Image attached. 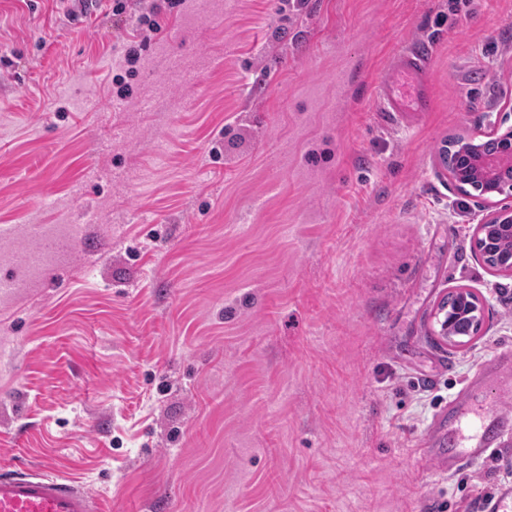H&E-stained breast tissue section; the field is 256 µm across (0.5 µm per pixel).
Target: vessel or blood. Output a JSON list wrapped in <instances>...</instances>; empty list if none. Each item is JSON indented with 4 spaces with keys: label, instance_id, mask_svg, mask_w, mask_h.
Returning <instances> with one entry per match:
<instances>
[{
    "label": "vessel or blood",
    "instance_id": "obj_1",
    "mask_svg": "<svg viewBox=\"0 0 512 512\" xmlns=\"http://www.w3.org/2000/svg\"><path fill=\"white\" fill-rule=\"evenodd\" d=\"M430 58L431 49L426 45L405 48L391 56L384 73L372 88L383 111L429 110ZM483 371L502 378L496 394L499 405L476 414L469 402H449V416L456 421L470 418L473 428L466 444L449 453L444 463L452 473L465 464L488 460L501 445L504 435L512 431V417L500 409L502 402L512 400V359L491 361L484 365ZM0 512H99V508L95 498L80 482L46 469L35 472L20 467L0 471Z\"/></svg>",
    "mask_w": 512,
    "mask_h": 512
}]
</instances>
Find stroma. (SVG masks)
I'll return each mask as SVG.
<instances>
[{
  "instance_id": "obj_1",
  "label": "stroma",
  "mask_w": 512,
  "mask_h": 512,
  "mask_svg": "<svg viewBox=\"0 0 512 512\" xmlns=\"http://www.w3.org/2000/svg\"><path fill=\"white\" fill-rule=\"evenodd\" d=\"M80 9L0 0V469L50 464L103 512H484L512 441L451 474L437 416L512 356V276L440 149L512 125V0ZM423 40L430 110L382 111ZM458 288L472 346L437 321ZM77 232H78V228L75 226H71L68 229L63 230V231L49 229L46 232L45 236L49 240L51 247L43 248L42 250L33 252L29 258V262L32 263L31 267L39 264L45 255L54 253L55 251H57L58 244L56 241L70 240L71 237L74 234H76ZM456 294H460L463 298L464 307L466 306V317H471L473 324L467 336H445L451 341L459 344L473 345L475 344L478 336L475 328H480L481 321L484 316L485 307L483 301L470 291L461 290Z\"/></svg>"
}]
</instances>
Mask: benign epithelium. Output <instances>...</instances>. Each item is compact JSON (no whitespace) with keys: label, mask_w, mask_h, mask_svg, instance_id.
Returning a JSON list of instances; mask_svg holds the SVG:
<instances>
[{"label":"benign epithelium","mask_w":512,"mask_h":512,"mask_svg":"<svg viewBox=\"0 0 512 512\" xmlns=\"http://www.w3.org/2000/svg\"><path fill=\"white\" fill-rule=\"evenodd\" d=\"M489 138L492 145L475 151L465 160L464 167L450 172L451 180L458 188L477 183L480 199L484 202L497 196L512 199V178L500 176L503 170L512 168V128L503 130L494 124ZM477 237L484 239V244L478 247L480 259L493 271L511 275L512 256H499L493 252L492 245L500 237L512 238V206H502L487 223L477 225ZM459 294L466 306V316L472 318V329L466 336H451L449 340L473 345L485 307L483 301L472 292L461 290Z\"/></svg>","instance_id":"obj_1"}]
</instances>
